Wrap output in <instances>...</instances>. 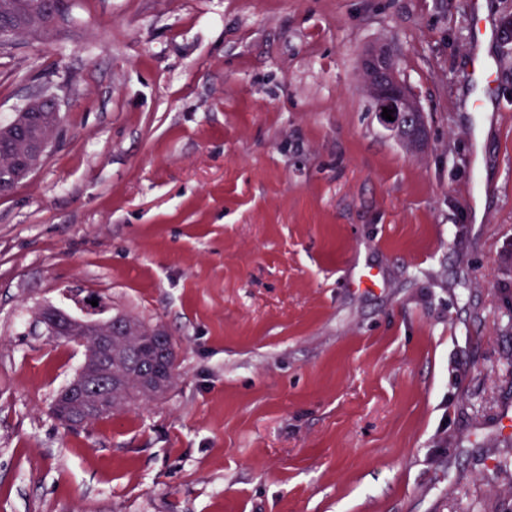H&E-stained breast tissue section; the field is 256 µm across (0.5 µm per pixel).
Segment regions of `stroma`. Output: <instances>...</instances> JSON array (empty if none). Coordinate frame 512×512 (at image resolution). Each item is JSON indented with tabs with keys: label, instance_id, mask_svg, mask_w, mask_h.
Returning <instances> with one entry per match:
<instances>
[{
	"label": "stroma",
	"instance_id": "35a3bbf8",
	"mask_svg": "<svg viewBox=\"0 0 512 512\" xmlns=\"http://www.w3.org/2000/svg\"><path fill=\"white\" fill-rule=\"evenodd\" d=\"M484 10L473 138L465 0H71L0 53V119L47 87L63 127L0 198V512H512V0ZM384 42L418 151L365 85ZM93 300L179 375L69 430L85 348L35 315ZM44 15L35 16L29 22L25 31L26 37H40L49 39L55 32L53 24L58 21V13L50 7V0H46ZM467 11L475 21L474 30L469 42V59L471 65V83L475 95L470 101V110L476 116V125L469 130L474 137L484 120L490 104L495 101V84L492 78L496 61L485 46L496 44L499 39L497 28L484 22V13L480 0L466 1Z\"/></svg>",
	"mask_w": 512,
	"mask_h": 512
}]
</instances>
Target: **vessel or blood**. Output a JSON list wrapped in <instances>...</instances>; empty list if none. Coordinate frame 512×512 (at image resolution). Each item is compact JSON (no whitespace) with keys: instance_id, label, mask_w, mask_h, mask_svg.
<instances>
[{"instance_id":"vessel-or-blood-1","label":"vessel or blood","mask_w":512,"mask_h":512,"mask_svg":"<svg viewBox=\"0 0 512 512\" xmlns=\"http://www.w3.org/2000/svg\"><path fill=\"white\" fill-rule=\"evenodd\" d=\"M467 11L475 22L469 42V59L471 65V83L475 94L470 101V110L477 119H484L490 104L495 101V84L493 73L496 61L487 48L496 44L499 32L493 25L484 21L481 0H467Z\"/></svg>"}]
</instances>
